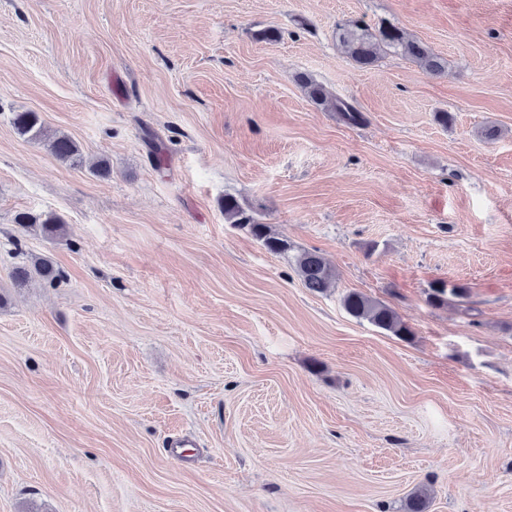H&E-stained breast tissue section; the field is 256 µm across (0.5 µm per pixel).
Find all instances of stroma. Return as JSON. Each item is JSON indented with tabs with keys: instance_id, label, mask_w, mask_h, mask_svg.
<instances>
[{
	"instance_id": "obj_1",
	"label": "stroma",
	"mask_w": 512,
	"mask_h": 512,
	"mask_svg": "<svg viewBox=\"0 0 512 512\" xmlns=\"http://www.w3.org/2000/svg\"><path fill=\"white\" fill-rule=\"evenodd\" d=\"M356 20L447 73L358 68ZM26 111L83 165L20 138ZM304 250L333 288L303 287ZM26 253L61 276L0 309V512H404L421 487L512 512V0H0V287ZM438 280L467 297L429 305ZM301 85L307 90L309 98L317 105L337 112L348 124H358L363 120L361 113L348 102L336 97L325 86L309 76H300ZM50 151L57 160L71 166H78L81 163V147L68 135L55 136L50 143ZM224 217L232 224L247 228L249 233L259 240L267 251L279 255L288 253L290 249L288 239L276 236L271 233L268 225L256 222L254 217L232 195L224 197ZM14 222L22 227L39 226L43 234L51 238L55 237L64 226L60 217L52 212L41 214L18 213ZM295 269L305 288L322 293L336 281L334 267L317 251H303L294 258ZM345 311L353 318L366 320L373 326L393 336L409 340L411 328L388 305L357 291L347 292L342 299Z\"/></svg>"
}]
</instances>
